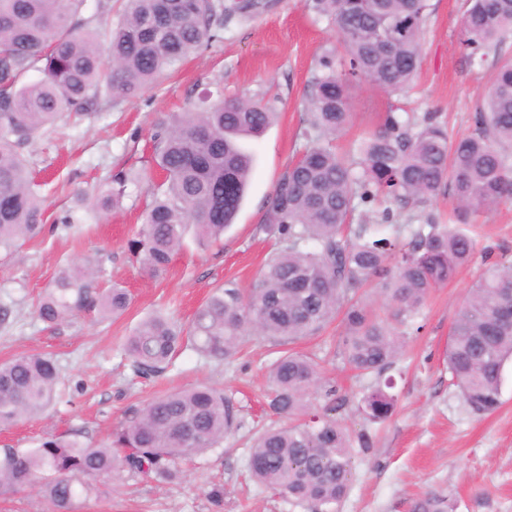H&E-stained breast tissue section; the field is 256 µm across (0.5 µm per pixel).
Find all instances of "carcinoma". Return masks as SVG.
Masks as SVG:
<instances>
[{
	"mask_svg": "<svg viewBox=\"0 0 512 512\" xmlns=\"http://www.w3.org/2000/svg\"><path fill=\"white\" fill-rule=\"evenodd\" d=\"M259 0H0V249L10 250L44 228L41 199L22 149L64 117H89L104 101L117 106L156 84L202 46L222 38L224 20L246 16ZM428 0H310L316 17L332 24L338 43L317 58L306 101L304 140L268 200L261 231L279 249L253 288L232 283L215 289L189 330L161 312L142 319L123 351L135 372H165L184 349L231 361L250 335L281 344L319 332L346 308L345 335L336 355L362 376L382 377L405 348L430 291L472 262L471 216L512 200V59L498 60L486 108L473 131L452 139L436 117L417 121L393 110L340 157L333 141L351 123V90L370 82L389 93L410 88L421 60ZM512 33V0H465L462 45L474 63L485 61ZM108 48L103 61L101 44ZM38 71L43 78L26 83ZM274 103L243 94L224 98L221 86L201 95L190 112L158 119L153 134L156 180L147 171L118 172L100 194L102 207L122 203L129 184H151V203L140 230L128 241L142 269L156 277L192 236L205 246L224 236L244 201L255 164L244 141L275 121ZM455 200L446 224L421 210L441 191ZM384 198L419 208L415 224L352 223L355 212ZM97 264L64 267L41 297L37 314L56 325L75 312L101 317L125 312L128 290L101 292L90 279ZM381 279L379 297L392 318L373 313L358 290ZM512 306V264L487 262L459 304L450 328L448 373L464 407L486 415L501 405L512 326L498 321ZM270 407L289 424L259 433L248 452V472L259 485L295 506L336 509L345 497L356 451L369 436H352L336 418L337 389L318 363L278 351L268 367ZM58 365L48 354L0 362V428L44 413L60 397ZM391 380L361 399L364 419L388 420L395 398ZM237 409L224 391L202 384L178 388L135 410L111 441L93 446L51 437L32 448H0V497L33 488L52 512H76L99 493L89 479L126 471L168 483L180 464L221 447L237 429ZM411 512H454L439 493L416 499Z\"/></svg>",
	"mask_w": 512,
	"mask_h": 512,
	"instance_id": "1",
	"label": "carcinoma"
}]
</instances>
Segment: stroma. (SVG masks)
Segmentation results:
<instances>
[{
	"label": "stroma",
	"instance_id": "35a3bbf8",
	"mask_svg": "<svg viewBox=\"0 0 512 512\" xmlns=\"http://www.w3.org/2000/svg\"><path fill=\"white\" fill-rule=\"evenodd\" d=\"M255 16H233L219 42L191 55L149 87L118 106L104 105L102 116L73 125L58 121L26 145L43 199L45 232L13 251H0V361L21 354L49 353L58 364L65 396L43 417L25 418L0 430V446H35L48 435L71 436L100 445L121 422L153 396L174 388L207 383L221 388L239 411L240 428L223 451L202 455L170 484L125 473L98 478L99 495L79 503L77 512H312L246 482L248 441L274 421L268 407L266 366L269 341L254 337L232 363L209 360L193 351L178 356L173 370L158 378L136 376L123 354L127 336L148 312L160 310L189 326L197 308L225 282L252 287L273 248L260 233L267 202L288 165L297 158L305 126V100L322 46L338 34L327 21L314 20L306 0H262ZM420 67L412 87L399 94L363 83L352 90L351 127L336 141L347 156L354 139L376 126L389 108L422 115L438 113L450 136L472 130V117L484 105L497 57L512 58V35L499 56L470 63L460 46L462 0H429ZM220 84L225 97L250 91L277 98L279 117L251 141L256 167L234 224L223 241L201 250L186 244L166 273L145 275L127 241L139 229L150 201L146 185H131L123 206L99 212L80 203L78 192L106 188L118 171L153 165L151 136L156 119L184 112L206 85ZM78 217L64 227L61 217ZM473 261L447 284L434 288L404 354L389 374L397 397L393 415L366 425L358 405L371 377H359L334 351L345 327L333 320L319 333L290 342V349L315 356L346 402L339 414L352 432L369 430L372 447L356 454L352 478L339 512H411L415 499L429 492L448 495L456 512H512V364L508 365L501 407L476 416L450 386L445 363L449 331L459 303L484 268L485 260L512 261V202L475 218ZM92 260L103 273L92 282L104 289L124 285L132 303L117 318L76 314L54 326L37 317L36 306L58 271ZM223 483V503L209 497Z\"/></svg>",
	"mask_w": 512,
	"mask_h": 512
}]
</instances>
